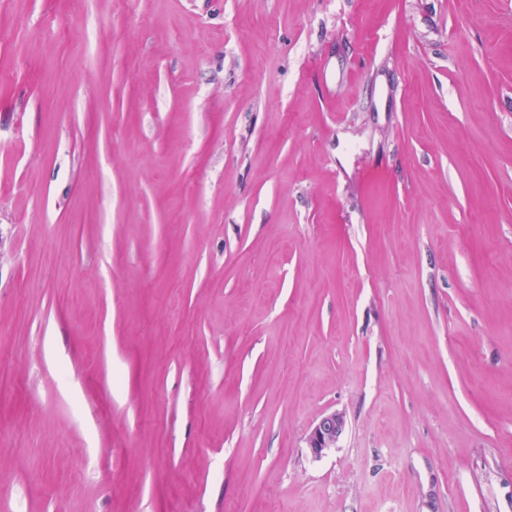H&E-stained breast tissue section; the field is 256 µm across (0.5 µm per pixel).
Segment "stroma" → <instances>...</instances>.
Here are the masks:
<instances>
[{
	"label": "stroma",
	"instance_id": "obj_1",
	"mask_svg": "<svg viewBox=\"0 0 512 512\" xmlns=\"http://www.w3.org/2000/svg\"><path fill=\"white\" fill-rule=\"evenodd\" d=\"M0 512H512V0H0ZM346 427L344 416L339 412H328L312 426L308 437L307 447L315 458L324 456L343 434Z\"/></svg>",
	"mask_w": 512,
	"mask_h": 512
}]
</instances>
